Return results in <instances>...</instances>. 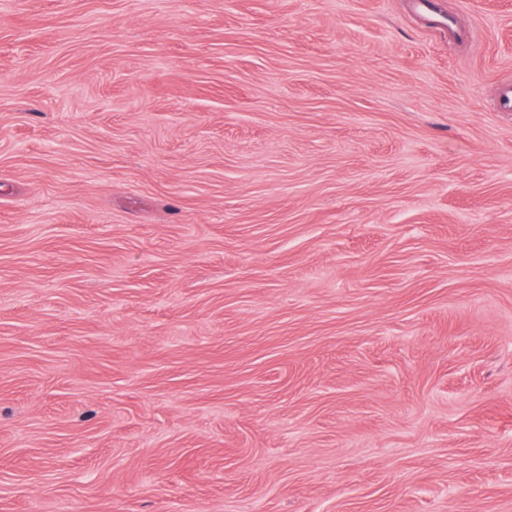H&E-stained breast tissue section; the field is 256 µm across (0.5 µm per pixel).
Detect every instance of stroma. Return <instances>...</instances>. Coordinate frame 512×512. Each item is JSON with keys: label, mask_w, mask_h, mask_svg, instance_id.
I'll return each mask as SVG.
<instances>
[{"label": "stroma", "mask_w": 512, "mask_h": 512, "mask_svg": "<svg viewBox=\"0 0 512 512\" xmlns=\"http://www.w3.org/2000/svg\"><path fill=\"white\" fill-rule=\"evenodd\" d=\"M0 0V512H512V0Z\"/></svg>", "instance_id": "stroma-1"}]
</instances>
